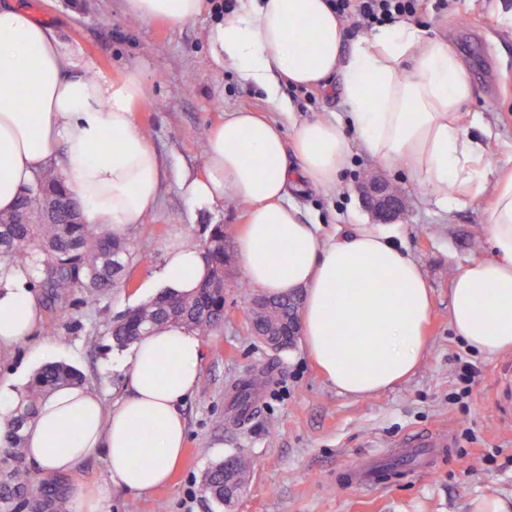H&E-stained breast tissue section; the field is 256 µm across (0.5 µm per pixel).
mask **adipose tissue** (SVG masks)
Segmentation results:
<instances>
[{"label": "adipose tissue", "instance_id": "ef3b65f1", "mask_svg": "<svg viewBox=\"0 0 512 512\" xmlns=\"http://www.w3.org/2000/svg\"><path fill=\"white\" fill-rule=\"evenodd\" d=\"M124 7L141 23L189 22L210 9L213 69H234L283 116L231 113L208 135L204 174L182 182L198 207L228 195L247 204L238 256L248 284L268 296L302 292V348L340 393L368 397L412 373L424 355L431 306L424 271L398 244L399 225L326 233L301 219L288 201L291 185L336 189L352 148L339 120L297 122L279 80L316 86L340 74L348 123L363 149L406 171L445 209L474 178L480 156L459 112L472 84L452 49L401 22L377 27L344 51L327 0H238L229 13L204 0H124ZM92 68L80 47L28 10L0 5V213L14 211L22 191L54 165L87 223L119 232L142 223L156 204L163 161L133 120L150 82L137 67L115 78ZM486 231L492 255L467 263L452 280L450 323L469 348L495 357L512 351V169L495 179ZM206 274L200 250L183 245L166 252L156 277L185 295ZM39 320L29 276L0 266V349L29 339ZM199 362L195 331L151 330L131 350L129 393L116 408L106 409L84 384L42 397L25 429L27 459L71 474L100 449L118 486L142 494L166 484L185 447L183 408ZM144 447L150 459L142 458Z\"/></svg>", "mask_w": 512, "mask_h": 512}]
</instances>
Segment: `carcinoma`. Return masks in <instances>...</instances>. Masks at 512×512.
I'll list each match as a JSON object with an SVG mask.
<instances>
[{
  "label": "carcinoma",
  "mask_w": 512,
  "mask_h": 512,
  "mask_svg": "<svg viewBox=\"0 0 512 512\" xmlns=\"http://www.w3.org/2000/svg\"><path fill=\"white\" fill-rule=\"evenodd\" d=\"M39 199L58 200L65 204L48 224L20 223L25 210ZM190 246L202 250L207 275L190 296L170 289L157 293L149 301L136 306L111 326L113 342L126 346L155 326L184 325L200 336L208 335L220 322L224 312V228L214 225L207 237ZM0 257L9 264L25 269L41 287L56 299L67 297L71 289L81 285L91 292L106 291L116 284L133 258H150L146 243L132 250L114 234L97 231L94 224L83 220L81 204L68 197L65 186L54 172H46L21 194L16 209L0 216ZM301 306L298 294L268 299V306L258 316H248V331L261 332L262 324L278 326L288 323ZM83 380L75 368L59 363L46 364L20 394L10 424L12 441L0 452V460L12 465L0 486V512H15L28 493L29 480L24 469L23 431L36 418L39 400L49 389ZM234 475L246 483L250 462L243 456L233 457ZM204 488L212 501L224 504V463L215 464L207 472Z\"/></svg>",
  "instance_id": "cac0c4a2"
}]
</instances>
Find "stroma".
Instances as JSON below:
<instances>
[{"label":"stroma","mask_w":512,"mask_h":512,"mask_svg":"<svg viewBox=\"0 0 512 512\" xmlns=\"http://www.w3.org/2000/svg\"><path fill=\"white\" fill-rule=\"evenodd\" d=\"M82 48L96 70L121 75L137 66L151 81L149 101L139 105L134 123L163 157L166 179L158 200L142 223L127 227L129 245L149 243V262H136L119 285L89 294L74 288L51 300L36 288L41 320L29 340L0 351V383L24 391L34 374L51 361L76 367L107 408L128 393L124 360L130 350L117 346L110 324L127 309L150 300L159 290L154 274L169 246L206 237L220 224L230 259L224 268V317L202 339L200 381L184 406L185 454L170 482L155 491L132 494L113 484L103 453L89 456L77 480L108 492V512H472L483 496L512 497V415L503 416L498 400L512 380V352L484 358L462 343L450 324L449 286L468 262L486 258L489 248L474 250L485 239L490 192L465 197L444 210L405 173L383 168L354 148L341 174L342 192L304 187L291 198L302 218L315 224H368L358 187L366 174L403 195L406 250L418 260L431 288L425 357L407 379L368 398L339 393L306 357L301 345L276 352L247 333L250 291L237 240L248 206L234 198L207 210L184 195L181 181L203 174L202 146L210 130L234 111L273 119L277 112L265 94L244 83L232 69L216 72L207 58L205 38L210 10L195 20L174 24L133 21L124 0H13ZM512 0H429L422 26L445 40L461 59L473 94L461 110L479 116L468 128L484 152L486 181L512 164ZM311 99L296 98L297 117L345 118L348 110L337 79L312 87ZM480 371L462 400L458 362ZM251 391L239 425L228 419L237 411L242 387ZM444 430L453 444L425 467L391 455L401 439ZM242 454L251 463L245 493L231 506L219 507L203 489L206 471L225 457ZM373 459L380 472L369 489L337 483V472Z\"/></svg>","instance_id":"obj_1"}]
</instances>
